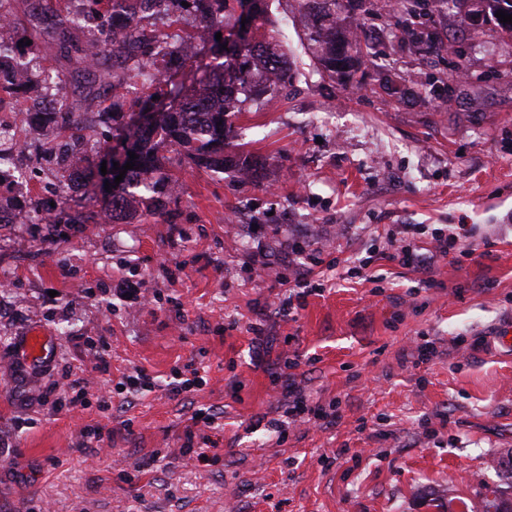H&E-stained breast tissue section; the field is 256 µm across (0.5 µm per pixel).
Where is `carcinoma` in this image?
Wrapping results in <instances>:
<instances>
[{
  "label": "carcinoma",
  "instance_id": "cac0c4a2",
  "mask_svg": "<svg viewBox=\"0 0 512 512\" xmlns=\"http://www.w3.org/2000/svg\"><path fill=\"white\" fill-rule=\"evenodd\" d=\"M187 5H182V2ZM304 19L306 39L319 71L353 85L358 69V42L353 32L345 29L339 14L349 0H297ZM79 8L64 14H48L32 7L27 16L11 17L6 25L21 32L20 38H0V58L13 63V74L0 70V90L12 78L21 83L11 94L30 127L49 128L54 113L40 111L42 97L36 95L45 87L48 75L34 69L28 57L33 46H18L19 40L47 37L66 55L79 53L84 59L83 76L93 80L91 60L112 57L109 84L112 87V118L122 116L118 109L129 104L131 113L143 112L149 99L138 95L132 80L144 77L149 85L160 89L173 81L186 61L201 54L208 43L217 49L206 66L204 76L188 90L175 91L168 108L158 113L155 124L141 128L129 123L123 129V140L132 142L135 166L127 170L123 180L115 183L113 162L123 167L129 158L117 161L114 151L105 150L107 174L100 176L103 209L100 217L112 222H126L137 215H155L165 207L164 199L173 194L177 184L160 154L166 146L175 147L199 169L224 172L229 166L238 168L245 179L257 175L256 162L236 160L226 154L228 140L234 130L229 117L245 111L250 102L262 104L274 94L288 90L290 68L278 51L277 41L256 36L266 22V0H251L244 13L241 0H77ZM477 11L496 16L502 10L512 14V0H474ZM102 20L112 27L111 33L94 45L76 47L68 33L76 25L75 15ZM229 32L233 46L216 41L218 32ZM110 190H105V183ZM479 512H512V497L499 486L486 490Z\"/></svg>",
  "mask_w": 512,
  "mask_h": 512
}]
</instances>
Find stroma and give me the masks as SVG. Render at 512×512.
<instances>
[{
	"mask_svg": "<svg viewBox=\"0 0 512 512\" xmlns=\"http://www.w3.org/2000/svg\"><path fill=\"white\" fill-rule=\"evenodd\" d=\"M435 4L362 0L367 51L345 88L313 64L296 0H269L264 32L293 85L233 120L260 178L166 149L178 189L159 215L91 220L99 189L64 188L60 155L16 127L31 158L22 182L0 183V512H448L499 483L489 462L512 450V36ZM34 58L61 75L98 159L113 133L106 84L50 44ZM59 201L85 222H45ZM400 224L426 251L449 224L469 243L419 273L383 257ZM295 242L317 259L318 288L290 316L276 303ZM121 275L150 303L115 294ZM34 329L58 347L38 367L20 351ZM290 359L330 415L281 438L253 422L280 417L272 377ZM190 363L201 390L173 392ZM136 367L157 386L128 402L118 384ZM200 408L217 416L208 466L185 452ZM458 470L469 480L449 483Z\"/></svg>",
	"mask_w": 512,
	"mask_h": 512,
	"instance_id": "35a3bbf8",
	"label": "stroma"
}]
</instances>
